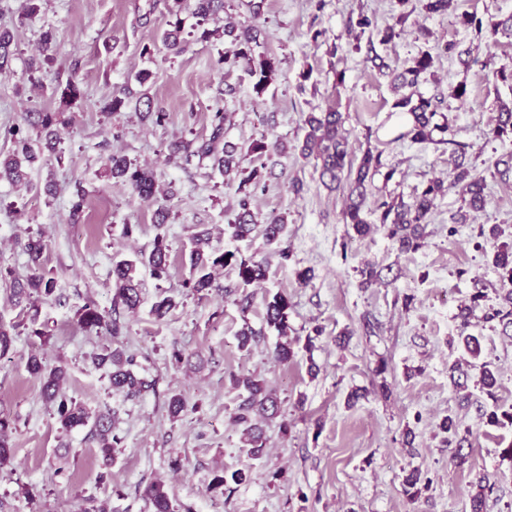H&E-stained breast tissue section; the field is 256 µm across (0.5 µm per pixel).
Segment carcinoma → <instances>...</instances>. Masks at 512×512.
Returning <instances> with one entry per match:
<instances>
[{
	"mask_svg": "<svg viewBox=\"0 0 512 512\" xmlns=\"http://www.w3.org/2000/svg\"><path fill=\"white\" fill-rule=\"evenodd\" d=\"M194 15L197 18L195 29L199 39L206 41L211 36V30L206 27L210 19L224 11L225 0H194ZM174 7L170 9L175 20L169 22L170 29L162 37L163 45L169 49L182 52L180 36L183 33L180 13L183 0H173ZM224 34L232 37L235 49L224 54L219 63L234 67L244 63L249 74L255 78L254 91L263 93L274 80L278 71V62L268 56L253 55L252 45L258 42L260 30L256 27L224 28ZM13 34L10 30L0 28V71L8 67L14 55L12 49ZM56 44L52 32L43 33L40 42L42 62L49 64L55 61ZM433 65V57L427 51H422L414 60V66L394 76V89H411L415 87L422 75L426 74ZM409 116L408 129L394 138L399 142L405 139L413 143H428L432 141L431 119L435 115L433 103L423 97L414 98V93L404 94L396 102ZM28 122L37 130L36 137H31L21 126L9 127L4 131V137L11 140L13 150L0 159V178L19 181L25 176V169L40 161L43 148L54 149L60 140L58 128V113L31 112ZM345 118L342 113L333 108L322 112H311L305 120V136L301 154L312 156L320 161V179L324 186L334 190L343 180L344 173L356 172L349 185L350 203L343 212V221L352 225L359 236H367L382 229L387 236L398 243L402 252L416 251L422 247L424 225L429 223L432 209L437 198L456 186L465 188L470 199L468 210L458 211L452 216L455 224H468L474 220L471 212L484 210L486 202V182L484 176L474 172V169L460 159L455 163L451 179L431 180L411 204L400 202H377L380 211L379 223L371 224L362 217V207L366 199L367 185L383 167L382 153L366 150L357 166L352 168L351 155L348 151V141L342 133ZM213 130L210 138L198 147L193 142L174 141L169 145L170 154L190 159L193 156L210 157L213 165L228 174L234 172L240 175L237 187L239 198L237 213L234 220L228 224L232 237L236 239H254L262 237L265 245L279 247L280 256L289 259L288 248L281 247L282 234L286 224L282 216L272 217L260 223L255 219L251 209L252 192L250 187L257 186L264 178L258 167L246 169L242 162L250 154H262L268 145L263 140L252 142L246 151L226 142L224 137V112L219 109L213 115ZM494 139L512 138V99L498 104L494 126L490 130ZM107 168L112 178L129 185L136 196L149 202L157 198L160 192L154 172L148 168L130 162L126 157L114 154L108 158ZM45 245L39 237H31L25 245L28 256V266L31 273L23 278L11 277L6 291L12 305L28 306L33 297L51 296L56 292V279L43 266ZM170 246L162 237L157 238L149 253L141 254L135 261L122 260L112 265V280L115 287L113 306H122L128 311L136 310L140 305V280L138 268L145 267L151 275L162 280L170 276ZM493 262L504 273V279L512 285V243L503 242L496 247ZM233 266L238 270V278L245 286L259 283L268 278L269 267L263 260L253 256H243L238 252H216L211 249L209 238L201 231L194 235V246L189 253L190 278L185 286L196 295L204 296L215 287L213 271L218 268ZM487 295L482 289H475L471 294L470 304L460 308L457 318L460 319L458 343L473 358H478L482 347L480 337L468 332L472 319L476 318L477 309L485 308L482 320L494 323L501 328V333L512 334V288L501 296L502 303L498 306H485ZM265 323L275 330L279 336H288L289 310L291 303L283 292H276L265 298ZM77 323L88 331H106L112 337L119 336L121 326L115 319H105L98 306L91 299L87 300L75 313ZM264 335V331L252 328L244 323L238 332V346L242 350L250 348L251 344ZM98 369L106 370L112 389L127 398H138L152 388L150 381L141 372L134 356L126 354L119 348H106L94 358ZM27 371L39 380L44 401L52 409L60 429L69 432L73 429L91 425V436L97 444L98 454L104 464L114 460L116 449L122 447L123 437L116 426L115 415L100 413L91 415L85 406L62 391V383L66 376L63 365L49 367L36 355L28 358ZM231 384L238 391V403L233 420L241 429V452L254 461H261L266 456L267 437L261 421H272L281 416L280 400L267 388L264 379L255 374L232 376ZM476 384L493 399L497 388V379L491 369V363L483 362ZM482 416L486 423L499 428H512V406L504 408L493 405ZM14 422L10 415L0 411V468L11 463L14 458L12 433ZM443 432L448 434V444L454 446V458L463 459L462 450L468 437L459 434L458 425L453 418L448 417L442 423ZM250 480V472L245 469L228 470L222 468L216 471L210 483V490L219 489L232 491L233 487L242 485ZM487 478L480 476L477 491L471 496V512H487L485 486ZM144 497L152 506L153 512H174L166 485L161 481H153L144 488Z\"/></svg>",
	"mask_w": 512,
	"mask_h": 512,
	"instance_id": "obj_1",
	"label": "carcinoma"
}]
</instances>
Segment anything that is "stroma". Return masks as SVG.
Returning <instances> with one entry per match:
<instances>
[{"label":"stroma","instance_id":"35a3bbf8","mask_svg":"<svg viewBox=\"0 0 512 512\" xmlns=\"http://www.w3.org/2000/svg\"><path fill=\"white\" fill-rule=\"evenodd\" d=\"M427 0H262L252 15L241 0H227L209 23L208 42L188 41L182 53L166 50L161 36L171 19L172 0H39L26 16L27 0H0V26L14 36L17 50L0 71V129L23 124L31 111L62 113L55 152L28 169L22 183L0 178V271L27 275L24 246L41 237L43 264L57 279L54 297L38 300L34 311L12 306L0 281V322L15 328L10 354L0 359V410L14 419L15 448L9 470L0 472V499L15 512H152L143 496L155 480L167 484L176 512H470L480 475L492 487L489 512H512V460L501 452L512 431L486 425V394L470 387L456 392L448 367L461 352L448 340L457 335V313L475 287L497 304L502 271L491 252L475 249L479 225H499L501 241L512 242V169L493 173L512 158V140L490 136L499 100L512 99V86L494 80L493 70L512 69V37L476 33L461 25V14L497 20L512 16V0H454L448 11L431 13ZM369 27H360L361 18ZM256 25L261 34L254 55L279 62L263 95L253 90L245 66L219 70L217 60L232 50L225 23ZM396 35L382 42L385 28ZM54 30L57 58L32 69L44 30ZM482 42L489 65H463L458 57ZM434 63L416 87L437 103L434 123L451 124L466 144L467 161L486 179V205L476 223L453 225L464 205L460 189L436 200L424 244L401 252L383 233L360 237L343 222L348 188L327 189L314 159L299 146L309 113L335 107L345 117L351 155L382 150L385 170L376 174L363 215L376 223L377 200L412 202L432 179H447L453 168L448 144L395 141L408 121L394 107L392 73L411 67L419 51ZM147 69L153 109L166 112L164 125L141 119L134 105L110 115L105 102L126 81ZM74 78L81 98L63 106L58 86ZM466 84L468 96L452 92ZM233 95H225L226 86ZM223 110L225 141L249 146L258 139L284 142L287 154L248 156L245 167L264 165L252 209L258 220L285 217L288 262L262 239L237 240L228 228L237 212L238 177H224L212 159L172 157L176 140L201 143L212 132V115ZM120 154L152 169L162 190L142 202L130 186L109 178L106 159ZM84 190L80 222L70 219L76 190ZM165 223H158V213ZM135 225L125 236V225ZM210 233L219 251H237L267 262L269 278L247 286L252 297L241 311L224 288L236 287L232 268L216 276L217 288L201 297L183 288L189 276L186 253L191 236ZM170 246L171 276L156 280L140 270L141 304L121 311L119 337L87 332L75 312L85 300L111 311L115 293L112 263L150 251L156 236ZM372 265L379 281L361 287L359 271ZM310 269L309 282L296 270ZM285 292L289 323L297 337L294 358H272L278 337L267 332L250 350L238 348L243 324L263 329V297ZM176 305L163 319L151 308L159 295ZM48 323L51 336H31L30 313ZM482 360L498 372L497 396L512 404V338L484 330ZM135 355L154 388L143 397L113 392L92 358L106 348ZM190 355L174 365L173 351ZM48 366L65 364L63 390L91 413L116 411L122 448L103 464L87 429L62 431L40 397V384L26 370L31 352ZM317 375H310V366ZM254 373L265 378L291 423L281 433L266 427L269 456L249 462L241 452L240 430L232 421L237 392L231 378ZM187 409L172 418L173 394ZM453 418L469 431L467 460L457 464L441 424ZM252 465L251 482L228 495L209 491L215 469ZM420 469L416 493L403 479ZM284 478H274L276 470Z\"/></svg>","mask_w":512,"mask_h":512}]
</instances>
